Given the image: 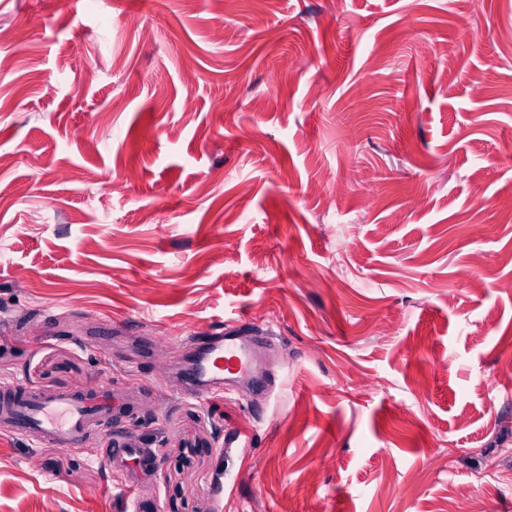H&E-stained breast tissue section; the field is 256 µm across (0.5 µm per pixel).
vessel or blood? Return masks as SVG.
Instances as JSON below:
<instances>
[{
	"label": "vessel or blood",
	"mask_w": 512,
	"mask_h": 512,
	"mask_svg": "<svg viewBox=\"0 0 512 512\" xmlns=\"http://www.w3.org/2000/svg\"><path fill=\"white\" fill-rule=\"evenodd\" d=\"M186 384L195 395H218L237 388L262 385L252 355V345L240 329L223 330L197 341L192 360L183 368ZM122 405L107 394L42 396L17 386L0 395V428L37 441H50L63 448L74 447L88 431L120 418ZM108 461H121L132 482L147 476L155 461L143 448L114 443Z\"/></svg>",
	"instance_id": "vessel-or-blood-1"
}]
</instances>
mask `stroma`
Segmentation results:
<instances>
[{
	"label": "stroma",
	"instance_id": "stroma-1",
	"mask_svg": "<svg viewBox=\"0 0 512 512\" xmlns=\"http://www.w3.org/2000/svg\"><path fill=\"white\" fill-rule=\"evenodd\" d=\"M1 25L0 394L127 410L75 448L0 430V512H512V0ZM243 318L274 391L184 393L194 337ZM115 460L123 462L130 471L131 486L147 476L151 468L155 466L154 457L145 448H136L127 442H117L113 446L111 443L110 448H107L108 464L112 466Z\"/></svg>",
	"mask_w": 512,
	"mask_h": 512
}]
</instances>
